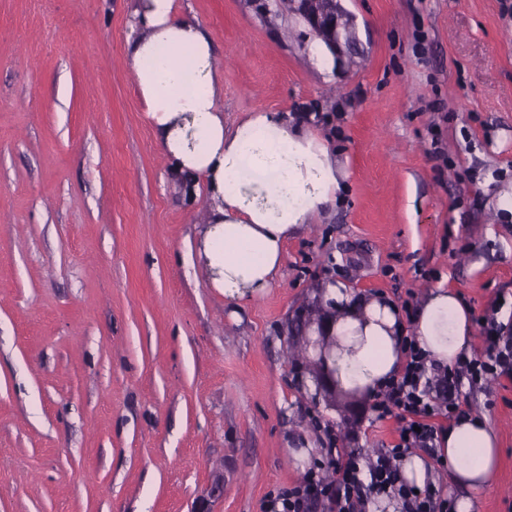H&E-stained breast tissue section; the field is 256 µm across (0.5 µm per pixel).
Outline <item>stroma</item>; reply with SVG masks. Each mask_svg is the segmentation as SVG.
Segmentation results:
<instances>
[{"mask_svg":"<svg viewBox=\"0 0 512 512\" xmlns=\"http://www.w3.org/2000/svg\"><path fill=\"white\" fill-rule=\"evenodd\" d=\"M138 0H0V512H262L321 458L312 416L374 456L398 422L308 393L289 329L329 281L512 318V15L503 0H338V63L286 0H180L211 34L231 128L318 115L347 187L272 288L195 267L205 197L162 155L126 55ZM497 432L475 512H512V384L461 392Z\"/></svg>","mask_w":512,"mask_h":512,"instance_id":"stroma-1","label":"stroma"}]
</instances>
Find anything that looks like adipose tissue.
I'll return each instance as SVG.
<instances>
[{
	"label": "adipose tissue",
	"instance_id": "1",
	"mask_svg": "<svg viewBox=\"0 0 512 512\" xmlns=\"http://www.w3.org/2000/svg\"><path fill=\"white\" fill-rule=\"evenodd\" d=\"M179 0H139L140 35L126 54L140 96L175 174L202 177L208 214L198 257L226 298L263 295L284 261L285 244L311 217L337 200L342 171L309 122L252 112L224 127V91L214 41L200 24L178 20ZM323 320L334 344L326 361L337 392L375 394L396 374L404 334L399 311L384 296L354 297L343 282L327 283ZM415 336L435 365L453 366L470 352L472 312L452 289L429 291L415 312ZM450 464L458 512H471L500 463L486 419L467 417L444 430L436 448Z\"/></svg>",
	"mask_w": 512,
	"mask_h": 512
}]
</instances>
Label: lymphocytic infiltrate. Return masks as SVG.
<instances>
[{
	"label": "lymphocytic infiltrate",
	"mask_w": 512,
	"mask_h": 512,
	"mask_svg": "<svg viewBox=\"0 0 512 512\" xmlns=\"http://www.w3.org/2000/svg\"><path fill=\"white\" fill-rule=\"evenodd\" d=\"M499 309L492 304L476 319L481 348L442 370L436 382L415 337L404 336L401 367L372 403L376 419H397L396 443L362 465L354 449L340 447L331 427L323 426L327 474L306 471L294 486L268 497L264 512H367L372 500L383 495L399 498L402 512H454L442 485L430 482L414 489L401 479L397 461L412 448L434 451L444 422L468 416V404L457 396L462 385L473 387L490 377L512 383V319L498 320Z\"/></svg>",
	"instance_id": "lymphocytic-infiltrate-1"
}]
</instances>
